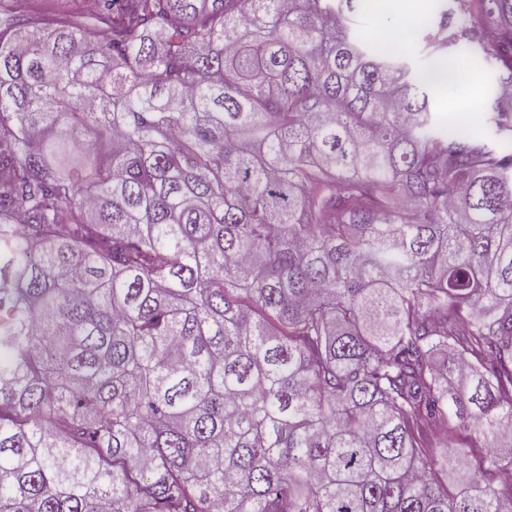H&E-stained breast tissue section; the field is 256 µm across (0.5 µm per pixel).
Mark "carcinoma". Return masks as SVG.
I'll return each mask as SVG.
<instances>
[{"label":"carcinoma","instance_id":"obj_1","mask_svg":"<svg viewBox=\"0 0 512 512\" xmlns=\"http://www.w3.org/2000/svg\"><path fill=\"white\" fill-rule=\"evenodd\" d=\"M37 2L0 0V512H512V142L439 128L357 0ZM455 3L431 51L512 87V0Z\"/></svg>","mask_w":512,"mask_h":512}]
</instances>
